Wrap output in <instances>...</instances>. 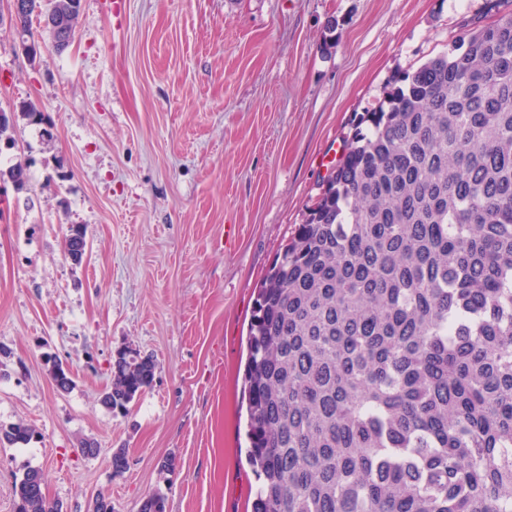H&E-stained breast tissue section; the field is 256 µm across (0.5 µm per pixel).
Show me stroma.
Instances as JSON below:
<instances>
[{
  "label": "stroma",
  "mask_w": 512,
  "mask_h": 512,
  "mask_svg": "<svg viewBox=\"0 0 512 512\" xmlns=\"http://www.w3.org/2000/svg\"><path fill=\"white\" fill-rule=\"evenodd\" d=\"M512 0H81L75 37L36 62L0 26V109L31 103L0 170V512L40 469L49 499L89 512H250L243 370L257 289L339 159L353 114ZM87 230L81 263L69 225ZM154 360L128 413L101 395L120 352ZM66 365L56 388L50 360ZM96 442V455L79 443ZM127 468L114 473L111 455ZM34 438L32 428L24 423L12 424L8 427H0V445L21 447L28 445Z\"/></svg>",
  "instance_id": "obj_1"
}]
</instances>
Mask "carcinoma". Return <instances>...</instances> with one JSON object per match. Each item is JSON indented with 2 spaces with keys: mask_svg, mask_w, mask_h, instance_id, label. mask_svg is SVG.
Returning a JSON list of instances; mask_svg holds the SVG:
<instances>
[{
  "mask_svg": "<svg viewBox=\"0 0 512 512\" xmlns=\"http://www.w3.org/2000/svg\"><path fill=\"white\" fill-rule=\"evenodd\" d=\"M30 31L55 0H26ZM23 105L0 124L36 125ZM27 189V166L8 170ZM87 237L72 224L64 252ZM251 512H512V14L392 78L354 116L305 222L264 276L248 331ZM155 363L128 352L124 410ZM34 438L0 427V445ZM16 512H62L42 474ZM147 496L139 512H165Z\"/></svg>",
  "mask_w": 512,
  "mask_h": 512,
  "instance_id": "cac0c4a2",
  "label": "carcinoma"
}]
</instances>
